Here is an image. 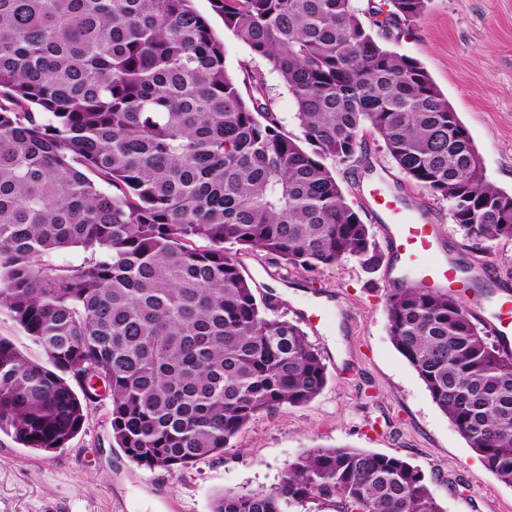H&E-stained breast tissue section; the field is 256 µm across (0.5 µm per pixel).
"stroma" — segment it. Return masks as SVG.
<instances>
[{"label": "stroma", "mask_w": 512, "mask_h": 512, "mask_svg": "<svg viewBox=\"0 0 512 512\" xmlns=\"http://www.w3.org/2000/svg\"><path fill=\"white\" fill-rule=\"evenodd\" d=\"M194 6L224 42L226 71L239 81L248 68L265 73L270 108L289 136H299L292 97L268 62L225 28L210 0H194ZM388 45L421 63L469 131L486 181L512 192V0H431L428 13ZM365 142L360 164L336 169L348 203L379 227L367 191L381 187L425 212L460 262L491 264L492 273L461 294L474 322L487 327L503 286L512 287V240L481 249L453 223L448 201L405 178L373 134ZM240 260L273 314L296 320L318 307L330 310V319L308 335L326 365L320 395L259 416L223 456L175 475L125 456L112 439L106 399L89 407L74 439L47 454L0 433V512H211L225 491L276 487L305 450L334 446L408 461L424 474L443 512H512V487L468 447L394 347L385 309L387 269L368 274L348 259L310 274L259 250Z\"/></svg>", "instance_id": "obj_1"}]
</instances>
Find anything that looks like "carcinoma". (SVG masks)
Instances as JSON below:
<instances>
[{
  "mask_svg": "<svg viewBox=\"0 0 512 512\" xmlns=\"http://www.w3.org/2000/svg\"><path fill=\"white\" fill-rule=\"evenodd\" d=\"M210 2L278 74L302 136L263 102L261 72L242 93L193 0H0V306L47 358L0 338V432L25 448L65 447L101 384L118 447L178 474L257 416L315 399L321 353L298 322L268 316L238 252L308 273L351 256L376 272L385 255L333 172L358 161L368 131L467 238L512 239V193L485 181L419 61L373 33L403 32L430 0H389L369 25L354 0ZM77 247L91 258L46 264ZM386 315L432 400L512 486V358L449 291L393 288ZM307 499L443 512L409 462L348 446L310 448L275 488L227 491L212 512Z\"/></svg>",
  "mask_w": 512,
  "mask_h": 512,
  "instance_id": "obj_1",
  "label": "carcinoma"
}]
</instances>
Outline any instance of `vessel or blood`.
I'll use <instances>...</instances> for the list:
<instances>
[{"label": "vessel or blood", "mask_w": 512, "mask_h": 512, "mask_svg": "<svg viewBox=\"0 0 512 512\" xmlns=\"http://www.w3.org/2000/svg\"><path fill=\"white\" fill-rule=\"evenodd\" d=\"M369 197L375 214L385 215L387 243L401 267L411 269L416 278L431 288H454L460 283L456 266L444 259L437 250L434 225L423 216L401 207L394 195L373 188ZM501 340L504 353L512 354V303L503 302L496 310L492 323Z\"/></svg>", "instance_id": "b4317fda"}]
</instances>
